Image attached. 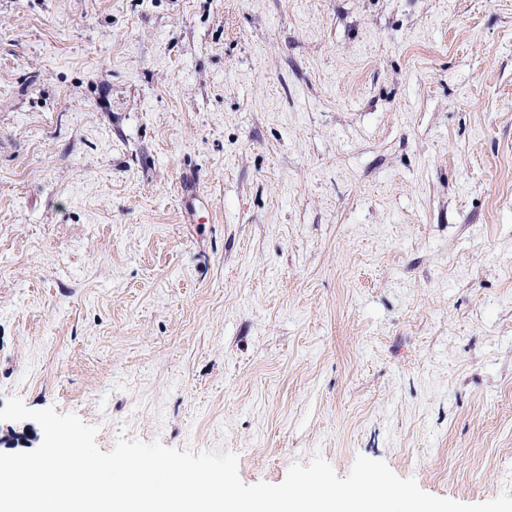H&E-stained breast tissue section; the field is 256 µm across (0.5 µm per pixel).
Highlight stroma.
<instances>
[{
	"label": "stroma",
	"instance_id": "obj_1",
	"mask_svg": "<svg viewBox=\"0 0 512 512\" xmlns=\"http://www.w3.org/2000/svg\"><path fill=\"white\" fill-rule=\"evenodd\" d=\"M512 484V0H0V408ZM40 426L0 421V453Z\"/></svg>",
	"mask_w": 512,
	"mask_h": 512
}]
</instances>
